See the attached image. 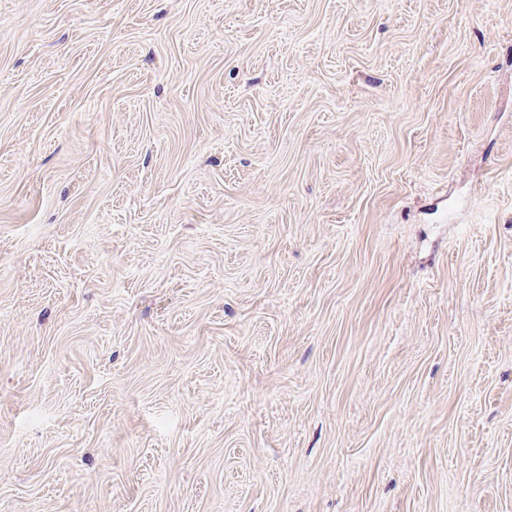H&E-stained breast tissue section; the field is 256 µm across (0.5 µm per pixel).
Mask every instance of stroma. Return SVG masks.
<instances>
[{
    "label": "stroma",
    "instance_id": "35a3bbf8",
    "mask_svg": "<svg viewBox=\"0 0 512 512\" xmlns=\"http://www.w3.org/2000/svg\"><path fill=\"white\" fill-rule=\"evenodd\" d=\"M0 512H512V0H0Z\"/></svg>",
    "mask_w": 512,
    "mask_h": 512
}]
</instances>
